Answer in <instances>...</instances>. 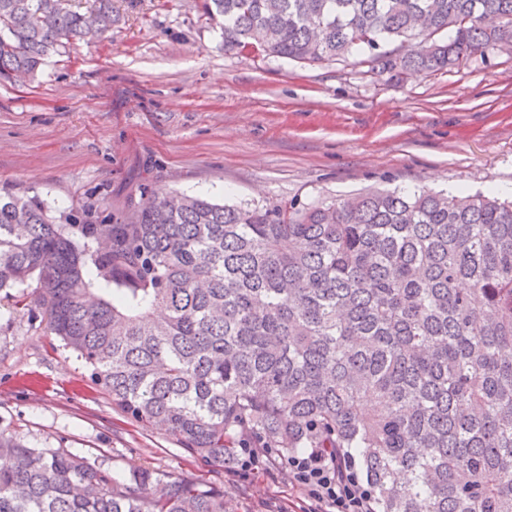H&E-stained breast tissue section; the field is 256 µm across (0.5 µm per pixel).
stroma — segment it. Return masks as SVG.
<instances>
[{"mask_svg":"<svg viewBox=\"0 0 512 512\" xmlns=\"http://www.w3.org/2000/svg\"><path fill=\"white\" fill-rule=\"evenodd\" d=\"M120 23L36 78L0 84V188L53 211L118 212L143 186L221 204H311L371 187L512 197V51L447 72L376 75L362 57L298 63L226 52L199 0H113ZM33 287L0 298V432L41 448L194 478L237 512H309L270 462L233 470L145 429L47 329Z\"/></svg>","mask_w":512,"mask_h":512,"instance_id":"35a3bbf8","label":"stroma"}]
</instances>
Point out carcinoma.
Here are the masks:
<instances>
[{"mask_svg": "<svg viewBox=\"0 0 512 512\" xmlns=\"http://www.w3.org/2000/svg\"><path fill=\"white\" fill-rule=\"evenodd\" d=\"M224 50L376 75L512 50V0H203ZM112 0H0V79L112 31ZM389 43L400 45L386 50ZM0 192V291L145 428L359 458L372 512H512V201L370 190L297 207L148 187L110 223ZM0 512H236L218 488L0 433Z\"/></svg>", "mask_w": 512, "mask_h": 512, "instance_id": "obj_1", "label": "carcinoma"}]
</instances>
